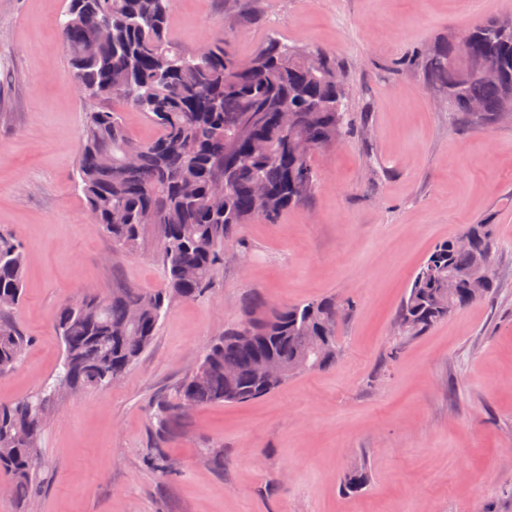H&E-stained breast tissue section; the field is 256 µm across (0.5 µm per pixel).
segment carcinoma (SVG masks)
<instances>
[{
	"mask_svg": "<svg viewBox=\"0 0 512 512\" xmlns=\"http://www.w3.org/2000/svg\"><path fill=\"white\" fill-rule=\"evenodd\" d=\"M175 0H67L58 21L77 91L94 105L85 112L76 182L87 211L116 251H155L166 288L148 293L114 288L85 292L62 305L55 333L62 346L58 372L36 394L0 405V474L8 477L18 512H26L42 481L39 452L46 423L41 407L73 388L103 389L120 381L173 308L202 293L224 260V246L241 224L275 221L304 204L317 183L313 151L350 136L349 112L336 110L344 83L329 52L269 39L246 61L214 38L187 51L169 36ZM469 58L458 60L444 40L427 62L430 88L473 125L495 122L512 106V19L491 20L463 33ZM498 71L491 79L475 63ZM120 101L159 130L133 140ZM483 107L475 119L470 104ZM288 111V126L278 113ZM303 140L312 152L298 156ZM216 181L226 190L218 195ZM469 249L434 246L414 272L398 311L393 336H417L484 299L497 285L493 225L469 224ZM25 256L19 241L0 235V375L13 370L29 347L10 317L24 297ZM348 301L325 296L304 303L242 304L238 325L215 339L176 398L157 404L155 430L169 433L186 416L183 403L243 404L285 382L264 383L257 364L277 357L303 372L336 363L337 326ZM138 311L132 318L131 309Z\"/></svg>",
	"mask_w": 512,
	"mask_h": 512,
	"instance_id": "obj_1",
	"label": "carcinoma"
}]
</instances>
